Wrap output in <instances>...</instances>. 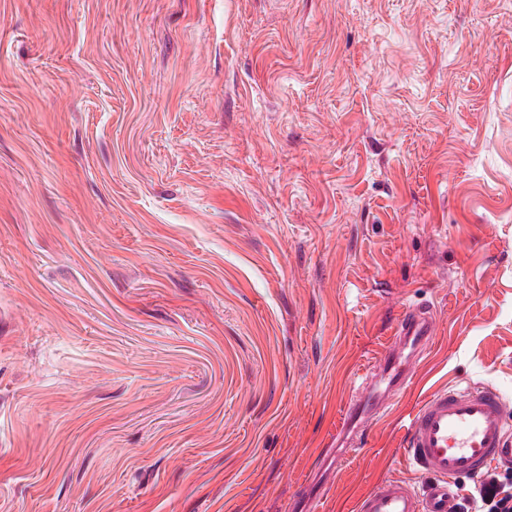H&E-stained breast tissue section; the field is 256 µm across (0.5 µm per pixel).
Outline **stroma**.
I'll return each instance as SVG.
<instances>
[{
    "label": "stroma",
    "instance_id": "1",
    "mask_svg": "<svg viewBox=\"0 0 512 512\" xmlns=\"http://www.w3.org/2000/svg\"><path fill=\"white\" fill-rule=\"evenodd\" d=\"M470 383L512 420V0H0V512H354ZM433 334V318L428 306L419 305L406 309L397 319L392 336L393 344L380 359L379 364L389 366L387 391L392 393L406 381L405 363L402 353L405 345L414 341L416 349H425ZM360 407V401L354 403L347 412L346 421L342 424L341 433L344 432L345 445L363 446L362 443L366 439V428L358 424L356 421L353 422V416L357 414Z\"/></svg>",
    "mask_w": 512,
    "mask_h": 512
}]
</instances>
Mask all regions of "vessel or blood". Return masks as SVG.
<instances>
[{"label": "vessel or blood", "mask_w": 512, "mask_h": 512, "mask_svg": "<svg viewBox=\"0 0 512 512\" xmlns=\"http://www.w3.org/2000/svg\"><path fill=\"white\" fill-rule=\"evenodd\" d=\"M432 334L427 306L400 315L381 359L391 372L388 391L406 381L405 345L426 348ZM405 453L431 482L418 490L400 480L384 481L358 499L355 512H448L457 480L476 477L491 463L512 461V423L501 393L480 384L438 391L414 412Z\"/></svg>", "instance_id": "1"}]
</instances>
